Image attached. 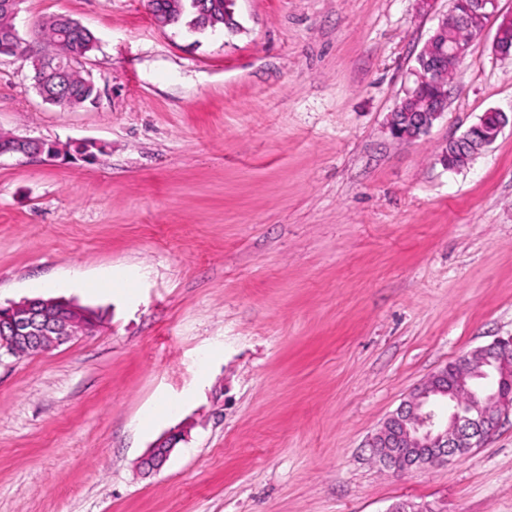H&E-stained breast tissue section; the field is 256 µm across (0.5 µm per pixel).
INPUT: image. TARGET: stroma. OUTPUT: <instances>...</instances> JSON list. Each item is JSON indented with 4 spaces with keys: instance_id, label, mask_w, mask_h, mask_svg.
I'll return each mask as SVG.
<instances>
[{
    "instance_id": "1",
    "label": "stroma",
    "mask_w": 512,
    "mask_h": 512,
    "mask_svg": "<svg viewBox=\"0 0 512 512\" xmlns=\"http://www.w3.org/2000/svg\"><path fill=\"white\" fill-rule=\"evenodd\" d=\"M233 10L230 34L158 26L144 0L20 2L22 36L58 15L94 34L78 68L100 98L45 103L0 55V133L103 149L0 156V305L99 320L0 360V512H512V414L424 471L369 448L413 388L512 335V126L440 162L512 108V57L474 39L443 116L403 142L386 119L448 0ZM107 273L116 290L83 288Z\"/></svg>"
}]
</instances>
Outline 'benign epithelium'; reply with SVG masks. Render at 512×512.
I'll return each mask as SVG.
<instances>
[{
	"mask_svg": "<svg viewBox=\"0 0 512 512\" xmlns=\"http://www.w3.org/2000/svg\"><path fill=\"white\" fill-rule=\"evenodd\" d=\"M448 5L453 11L462 7V11L455 15L458 23L477 25L482 32L486 30V16L501 15L499 0H468L465 4L460 0H448ZM446 21L448 17L445 16L427 40L428 55L420 67L412 70L414 86L406 89L402 101L416 100L421 85L460 68L469 54L471 44L448 43ZM511 27L512 16L508 15L496 28L492 49L499 56L512 54V40L508 35ZM54 68L56 81L38 86L40 97L50 104L67 88L65 64L59 61ZM447 103L448 89L440 86L438 95L414 113L408 130H401L403 116L397 107L389 114L387 128L395 139L416 140L430 132L434 122L444 114ZM450 143L455 147V155L466 162L489 147L487 143L472 144L464 135ZM5 152L32 157L44 153L57 156L54 151L45 149L42 141L24 138H17L0 148V154ZM1 320L4 324L0 326V359L38 354L93 329L86 315L66 303H42L38 299L0 306ZM450 368L455 376L452 393L445 392L440 385L448 373L443 369L436 372L413 389L372 438L373 453L387 467L407 471L445 464L481 446L501 420L512 413V336L500 337L487 346L468 352ZM446 396L450 397L448 418L437 419L429 408L435 398ZM173 447L174 438L170 435L149 449L141 465L149 470L161 468L167 455L160 454L159 449Z\"/></svg>",
	"mask_w": 512,
	"mask_h": 512,
	"instance_id": "1",
	"label": "benign epithelium"
}]
</instances>
